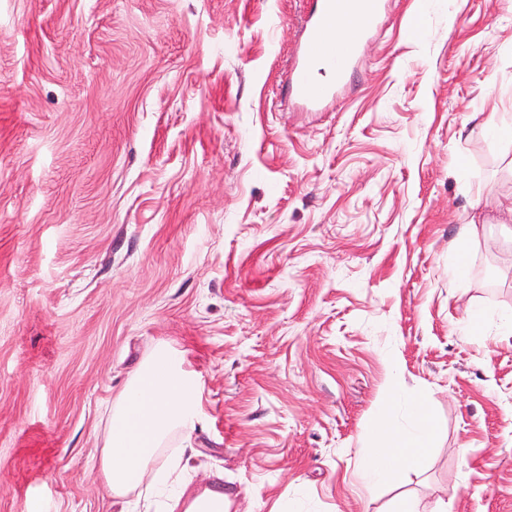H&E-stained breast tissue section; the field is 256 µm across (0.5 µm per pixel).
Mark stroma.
<instances>
[{
	"label": "stroma",
	"mask_w": 512,
	"mask_h": 512,
	"mask_svg": "<svg viewBox=\"0 0 512 512\" xmlns=\"http://www.w3.org/2000/svg\"><path fill=\"white\" fill-rule=\"evenodd\" d=\"M311 7L0 0V512H116L106 408L162 343L235 512H512V0H393L321 112ZM415 397L432 448L363 490Z\"/></svg>",
	"instance_id": "obj_1"
}]
</instances>
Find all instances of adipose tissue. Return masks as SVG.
<instances>
[{"mask_svg":"<svg viewBox=\"0 0 512 512\" xmlns=\"http://www.w3.org/2000/svg\"><path fill=\"white\" fill-rule=\"evenodd\" d=\"M200 389L181 354L158 345L113 401L102 438L100 474L113 503L128 497L145 512H230L233 500L213 482L194 490L184 476L183 449L198 422ZM410 425L385 424L373 446L363 449L358 480L372 489L384 479L416 470L433 439V426L420 401L409 406Z\"/></svg>","mask_w":512,"mask_h":512,"instance_id":"adipose-tissue-1","label":"adipose tissue"}]
</instances>
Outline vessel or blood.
I'll use <instances>...</instances> for the list:
<instances>
[{
  "label": "vessel or blood",
  "instance_id": "obj_1",
  "mask_svg": "<svg viewBox=\"0 0 512 512\" xmlns=\"http://www.w3.org/2000/svg\"><path fill=\"white\" fill-rule=\"evenodd\" d=\"M386 5L387 0H316V7L307 19L308 38L298 48L292 78L294 92L302 104L318 110L335 98L348 72L358 63ZM354 9L359 11L360 21L352 41L341 48L324 44L320 39L322 31ZM326 71L331 73V80L317 82L316 74Z\"/></svg>",
  "mask_w": 512,
  "mask_h": 512
}]
</instances>
